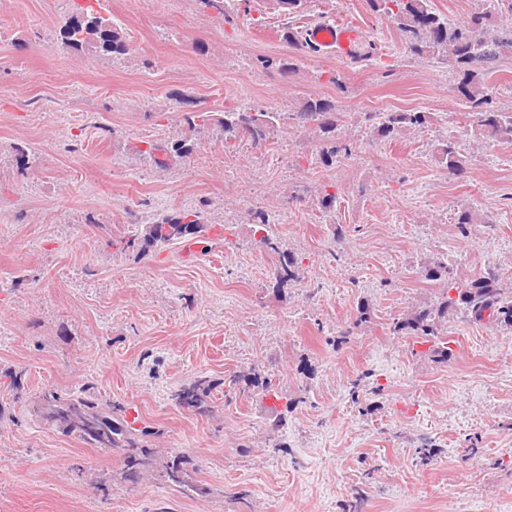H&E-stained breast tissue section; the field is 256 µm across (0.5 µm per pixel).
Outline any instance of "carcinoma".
<instances>
[{
    "label": "carcinoma",
    "instance_id": "obj_1",
    "mask_svg": "<svg viewBox=\"0 0 512 512\" xmlns=\"http://www.w3.org/2000/svg\"><path fill=\"white\" fill-rule=\"evenodd\" d=\"M100 0H89L81 7L79 15L60 28V43L75 50H87L99 56H123L128 44L120 28L112 20L101 15L94 7ZM372 9L396 24L413 56H431L449 63L459 75L458 93L465 99L471 112L472 125L486 136L512 141V111L496 108L484 84L485 73L494 68L500 55L512 51V33L493 29L489 19L503 10L512 14V0H490V10L472 16L461 23H451L448 18L432 10L431 0H369ZM303 124L314 129L322 141L321 158L330 166L341 158L352 154V145L336 143V107L326 99H310L298 112ZM279 116L264 109L226 108L222 113L212 111L189 112L184 116L188 128L195 131L213 126L224 134V140L239 139L258 144L274 133ZM426 124V113L417 111L385 112L375 126L379 138H397L406 130H417ZM194 149L189 139H180L164 144H148L139 150L140 155L150 158L159 168L168 166L174 158H185ZM439 162L448 173H463L470 157L448 139L437 148ZM164 224H186L198 234L204 229L200 215L184 214L176 218L165 217L153 224H146L131 235L124 250L144 252L149 247L177 243L180 238L164 237L160 229ZM263 231L258 243L271 253L280 255L274 273L275 287L286 288L298 278V261L281 250L280 241L264 233L265 218L258 214L253 221ZM457 297H444L434 310H421L397 322L398 333L416 336L424 343L432 344V351L442 359H448V347L436 343L444 335L443 322L451 311L458 312L469 321H481L490 316L500 325L512 327V295L503 292L500 273L488 269L455 287ZM244 384V388H260L273 391L272 379L261 376L256 367L235 375L232 384ZM213 383L200 378L180 385L171 393L175 405L190 409L200 415L209 412L207 398ZM46 400L49 410L43 415L46 423L60 433L74 436L92 448L121 451L126 457V480L137 483L141 473L153 465L152 451L144 445L152 431L137 425V420H128V407L119 402H107L88 390L62 393L52 386L46 387L38 396ZM184 454L175 449L164 466L160 477L166 483L179 488L189 497L194 487L186 480L183 467Z\"/></svg>",
    "mask_w": 512,
    "mask_h": 512
}]
</instances>
